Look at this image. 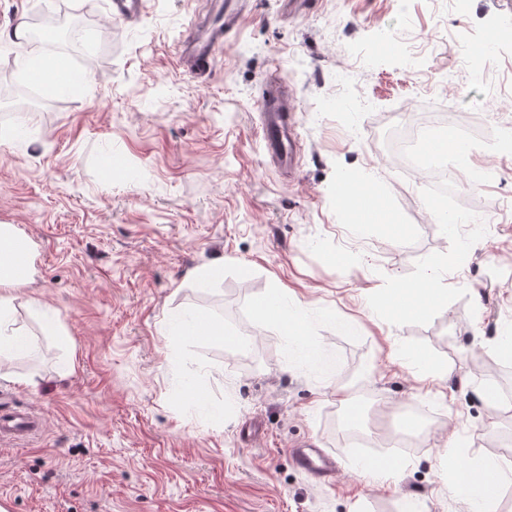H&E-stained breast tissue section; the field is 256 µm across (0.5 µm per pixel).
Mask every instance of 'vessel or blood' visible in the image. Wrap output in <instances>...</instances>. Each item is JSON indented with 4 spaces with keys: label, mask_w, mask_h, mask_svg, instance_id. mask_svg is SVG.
Masks as SVG:
<instances>
[{
    "label": "vessel or blood",
    "mask_w": 512,
    "mask_h": 512,
    "mask_svg": "<svg viewBox=\"0 0 512 512\" xmlns=\"http://www.w3.org/2000/svg\"><path fill=\"white\" fill-rule=\"evenodd\" d=\"M245 9L243 0H209L202 18H194L189 35L178 45L179 67L191 77L206 80L212 59L224 42V33L235 26ZM291 107L287 97L272 93L263 107L262 139L275 163L293 167L299 144L297 130L288 122ZM41 429L38 418L23 409L0 403V440L24 441ZM295 465L316 479L330 485L336 479L337 459L325 448H296L291 452Z\"/></svg>",
    "instance_id": "1"
}]
</instances>
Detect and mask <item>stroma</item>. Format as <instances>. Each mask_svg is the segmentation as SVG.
Returning <instances> with one entry per match:
<instances>
[{
    "label": "stroma",
    "mask_w": 512,
    "mask_h": 512,
    "mask_svg": "<svg viewBox=\"0 0 512 512\" xmlns=\"http://www.w3.org/2000/svg\"><path fill=\"white\" fill-rule=\"evenodd\" d=\"M206 0H0V76L26 86L18 25L82 22L70 62L83 81L0 98V225L30 238L37 274L19 288L31 349L0 394L38 416L0 442V495L15 512H470L448 492L462 461L500 463L495 512H512V414L474 395L512 394L499 346L512 336V0H249L198 81L174 52ZM284 84L302 150L275 165L261 108ZM432 116L465 137L448 192L400 171L386 130ZM120 161L118 175L104 169ZM377 192L392 220L361 224L336 189ZM224 270L203 272L215 260ZM435 276L448 298L420 319L383 299ZM273 293L308 344L256 320ZM179 312L209 315L239 350L171 336ZM46 319L62 333L42 331ZM443 378L427 393L420 378ZM44 381L31 389L23 376ZM361 403L349 425L341 397ZM426 423L390 479L362 477L359 445L397 447L401 407ZM256 421L262 434L244 442ZM334 449L336 483L298 470L292 445Z\"/></svg>",
    "instance_id": "obj_1"
}]
</instances>
